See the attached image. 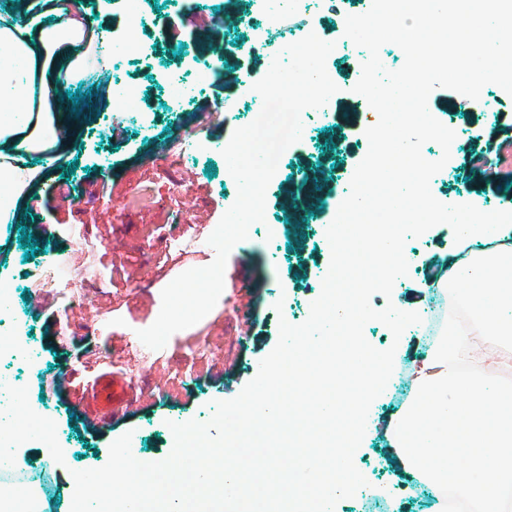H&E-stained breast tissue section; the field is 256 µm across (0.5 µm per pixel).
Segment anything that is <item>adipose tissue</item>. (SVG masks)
Here are the masks:
<instances>
[{"mask_svg": "<svg viewBox=\"0 0 512 512\" xmlns=\"http://www.w3.org/2000/svg\"><path fill=\"white\" fill-rule=\"evenodd\" d=\"M52 23L0 12V86L10 88L11 111L0 114V223L14 220L16 202L29 181L25 158L57 149L66 134L56 114L59 92L81 59L77 47L109 40L77 8L76 0H53ZM52 57L55 70L17 84L15 67ZM459 237L474 248L448 270L473 321L472 331L450 320L409 370L412 397L379 427L371 410L388 384L392 353L364 346L346 361L358 377L357 400L341 423L331 466L333 478L312 492L311 512H333L338 491L359 484L351 459L364 440L383 429L399 465L417 474L448 512V497L474 502L477 512H503L501 494L512 488V385L498 382L512 370V243L504 241L503 216L472 219L463 210Z\"/></svg>", "mask_w": 512, "mask_h": 512, "instance_id": "1", "label": "adipose tissue"}]
</instances>
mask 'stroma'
Instances as JSON below:
<instances>
[{"label":"stroma","instance_id":"1","mask_svg":"<svg viewBox=\"0 0 512 512\" xmlns=\"http://www.w3.org/2000/svg\"><path fill=\"white\" fill-rule=\"evenodd\" d=\"M237 16L224 27L210 28L224 9L200 0L183 14L178 0H145L143 34L152 53L115 60L93 83H81L86 102L60 113L68 132L65 153L77 162L72 174L40 161L28 210H17L14 223L0 224V279L13 288L14 319L38 349L36 364L15 365L11 372L29 390V400L57 424L65 465L56 466L55 483L46 493L50 512H70L71 470L103 466L113 440L132 432L135 450L147 462L167 456L172 442L168 421L207 420L208 404L235 397L257 373L260 360L278 338V319L303 322L329 265L322 209L283 208L281 190L301 193L304 172L318 182L349 183L366 153L359 127L347 114L327 112L314 119L306 137L284 160L266 196L267 221L252 225L248 239L234 246L224 275L222 298L196 325L173 334L164 348L142 355L134 330L149 327L161 308V291L183 271L210 264L215 252L194 254L169 249L176 236L210 232L226 209L232 178L221 154L194 161L191 168L170 163L168 148L180 134L194 133L216 144L227 143L234 129L251 122L252 109L242 80L262 78L253 59L233 54L205 56L202 43L236 44L242 34L238 15L250 14L252 0H236ZM212 73L180 109L167 103L168 82L196 83L198 65ZM114 81L139 86L138 107L150 121L141 126L117 120L103 88ZM450 90L435 89L429 106L456 133L460 146L446 170L431 184L441 197L464 200L474 215L493 212L512 199V169L500 168L501 147L512 141V97L498 86L484 87L485 109H442ZM151 190V204L127 208L128 199ZM71 192L73 207L59 206ZM85 228L76 239L74 226ZM27 229L37 253L25 259L17 237ZM413 272L395 287V300L426 301L429 310L445 308L449 294L434 290L425 265H447L465 254L463 244L441 224L412 240ZM62 266L85 283V299L69 303L63 289L42 286L38 273ZM282 311H275L276 302ZM440 325L422 321L405 335L392 367L385 397L373 408L389 419L404 402L411 363L423 358L428 338ZM134 382L129 403L106 402L104 387ZM352 466L362 479L337 499V512H358L371 498L381 512H433L432 501L411 474L395 465L384 434L371 436L356 452Z\"/></svg>","mask_w":512,"mask_h":512}]
</instances>
